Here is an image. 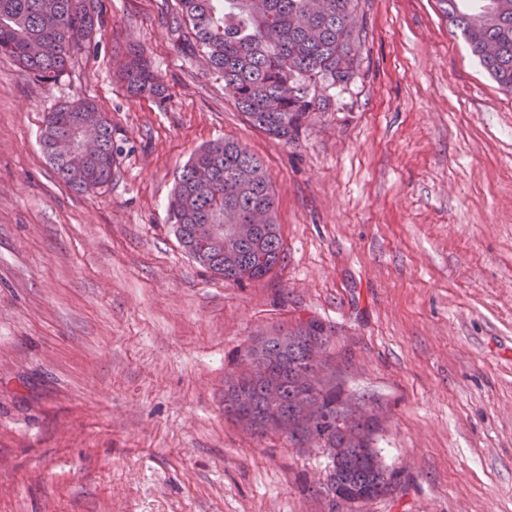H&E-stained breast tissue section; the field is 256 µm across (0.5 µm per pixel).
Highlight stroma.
I'll use <instances>...</instances> for the list:
<instances>
[{"label":"stroma","mask_w":512,"mask_h":512,"mask_svg":"<svg viewBox=\"0 0 512 512\" xmlns=\"http://www.w3.org/2000/svg\"><path fill=\"white\" fill-rule=\"evenodd\" d=\"M95 3L57 81L0 55V512H328L322 449L224 416L238 348L309 317L399 473L358 512H512V93L437 0H361L355 74L290 144L244 120L176 0ZM129 42L164 100L117 82ZM79 98L116 151L91 195L39 144ZM224 138L263 161L286 255L242 287L168 221L184 163Z\"/></svg>","instance_id":"35a3bbf8"}]
</instances>
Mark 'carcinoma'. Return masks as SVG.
Returning <instances> with one entry per match:
<instances>
[{"mask_svg": "<svg viewBox=\"0 0 512 512\" xmlns=\"http://www.w3.org/2000/svg\"><path fill=\"white\" fill-rule=\"evenodd\" d=\"M83 0H0V55L14 58L36 78L55 81L66 73L85 45H72L73 26L92 36L98 19L82 12ZM189 26L188 39L201 52L209 71L224 80L246 120L256 129L287 143L296 140L312 112L330 105L323 91L352 78L356 50L364 25L360 0H326L319 16L313 0H178ZM448 24L460 31L488 74L512 92V0H482L474 10L470 0H438ZM118 76L130 95L164 99V88L143 50L131 44L119 64ZM88 123L99 132L96 158L73 164L61 149V135L72 123ZM43 153L73 192L83 195L112 183L116 157L112 123L91 99L63 104L48 113L40 131ZM267 209V224L241 248L239 262L254 268L253 281L274 274L285 261L275 197L263 162L240 142L218 139L197 149L175 178L168 202L170 223L185 252L199 266L229 280L224 247L196 236L198 224L224 223V211L246 214ZM327 344L330 334L309 318L294 328L278 327L259 344L240 350L252 374L224 381V416L235 419L245 395L251 403L255 434H269L267 423L276 411L297 420L310 411L315 427L348 449L333 463L327 484L360 498L387 495L397 483L394 471L382 465L374 447V424L362 422L356 403L344 396L336 373L317 381L308 394L299 383L307 367V352Z\"/></svg>", "mask_w": 512, "mask_h": 512, "instance_id": "cac0c4a2", "label": "carcinoma"}]
</instances>
